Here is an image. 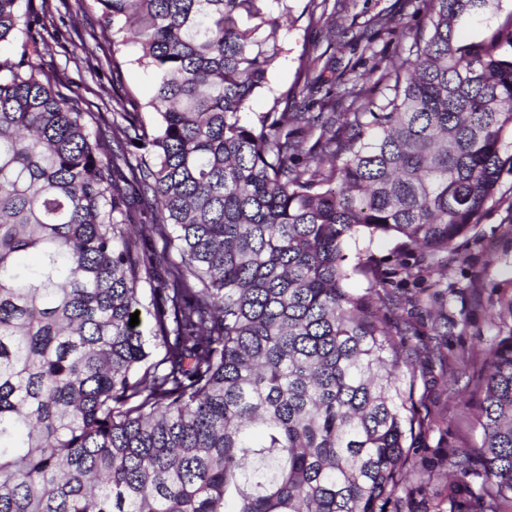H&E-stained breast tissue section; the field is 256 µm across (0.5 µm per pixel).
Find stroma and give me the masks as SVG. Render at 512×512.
<instances>
[{"label": "stroma", "instance_id": "35a3bbf8", "mask_svg": "<svg viewBox=\"0 0 512 512\" xmlns=\"http://www.w3.org/2000/svg\"><path fill=\"white\" fill-rule=\"evenodd\" d=\"M308 0H295L294 22L286 35L288 51L272 74L267 91L255 96L251 113L266 111L272 95L286 91L297 80L298 57L303 51L324 55V76L337 83L365 75L367 97L380 101L384 84L379 76L400 48L409 47L426 20L416 4L399 0H350L337 12V36L325 23H314ZM63 15L68 35L51 45L39 61L61 90L76 98L82 111L111 114L102 92L130 93L135 104H146L154 93L150 70L135 61V47H125L128 59L120 73H112L103 54L86 56L85 41L104 40L98 0H68ZM403 7L402 22L377 32L371 45L353 44L341 30L363 26L378 12ZM350 253L368 256L385 284L372 287L370 278L357 274L351 291L371 293L381 314L405 353L403 370L413 383L415 409L422 427L417 430L414 459L426 472L410 490L413 512H463L465 491L452 486L454 462L480 444L476 421L480 383L486 374L489 344L512 330V171L503 170L498 189L484 209L480 224L456 240L448 252L430 258L399 239L362 237L350 243ZM419 270V278H405L401 270Z\"/></svg>", "mask_w": 512, "mask_h": 512}]
</instances>
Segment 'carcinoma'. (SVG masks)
I'll return each instance as SVG.
<instances>
[{
  "label": "carcinoma",
  "mask_w": 512,
  "mask_h": 512,
  "mask_svg": "<svg viewBox=\"0 0 512 512\" xmlns=\"http://www.w3.org/2000/svg\"><path fill=\"white\" fill-rule=\"evenodd\" d=\"M22 2L0 0V45L25 36L0 62V512H388L421 420L380 310L346 288L369 272L346 248L445 252L480 223L512 164V14L460 45L494 0H422L429 35L396 53L382 104L288 111L322 85L308 53L302 87L244 122L294 0H98L112 69L131 44L154 75L147 122L60 92L35 62L53 15ZM122 168L150 202L139 226ZM141 308L150 341L129 326ZM482 390L456 478L471 512H500L512 330Z\"/></svg>",
  "instance_id": "cac0c4a2"
}]
</instances>
